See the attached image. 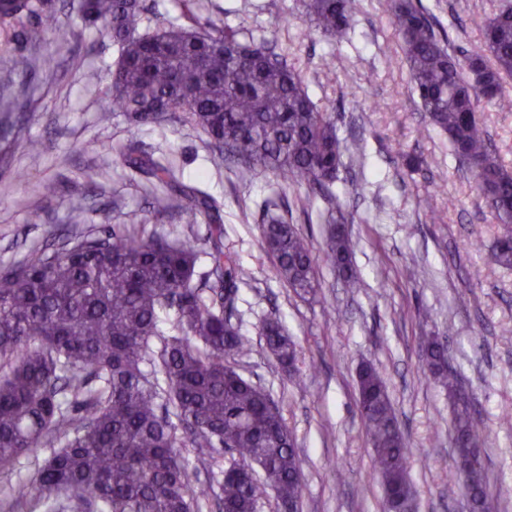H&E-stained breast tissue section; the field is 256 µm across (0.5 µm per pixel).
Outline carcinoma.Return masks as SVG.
<instances>
[{"label":"carcinoma","mask_w":512,"mask_h":512,"mask_svg":"<svg viewBox=\"0 0 512 512\" xmlns=\"http://www.w3.org/2000/svg\"><path fill=\"white\" fill-rule=\"evenodd\" d=\"M322 36L350 30L360 0H302ZM408 66L418 107L444 131L457 158L471 161L474 188L500 221L495 263L512 266V170L491 147L477 112L484 101L512 111L503 82L512 76V4L485 22L480 44L464 62L449 52L418 0H384ZM143 0H84L83 18L111 26L121 55L109 74L114 109L138 126L185 113L202 129L212 160L246 172L271 171L289 185L333 197L342 164L336 118L309 96L288 58L265 41L220 35L170 23L139 31ZM56 33L48 0H0V43L19 48ZM127 167L152 184L157 215L173 208L187 223L219 213L217 201L181 182L168 161L131 146ZM262 239L277 274L300 297L319 288L317 257L284 215L265 208ZM101 235H66L51 251L0 269V470L32 457L30 477L8 489L21 502L43 493V512H202L204 491L191 477L208 471L218 450L236 459L221 472V512H255L266 484L238 466L255 464L276 477L283 503L298 498L301 471L295 440L271 395L238 371L250 345L231 321L238 285L250 272L224 253V225L211 231L209 269L198 270L196 242L175 231L144 236L146 217ZM322 259L347 287L359 286L344 220L332 219ZM268 350L286 367L296 348L282 325H261ZM159 365L162 377L144 366ZM425 368L448 390L457 374L447 348L427 341ZM357 407L373 448V469L386 503L414 502L403 432L377 370L357 372ZM455 433L480 442L468 401L456 406ZM194 449L193 458L180 449ZM49 450L44 458L39 453ZM485 512L484 461L463 474Z\"/></svg>","instance_id":"cac0c4a2"}]
</instances>
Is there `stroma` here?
<instances>
[{"label": "stroma", "instance_id": "35a3bbf8", "mask_svg": "<svg viewBox=\"0 0 512 512\" xmlns=\"http://www.w3.org/2000/svg\"><path fill=\"white\" fill-rule=\"evenodd\" d=\"M502 0H421L460 54L481 39ZM57 35L45 45L0 52V72L16 55L33 79L17 74L18 97L0 111V267L50 248L73 230L98 235L147 215L143 234L177 230L209 248L207 215L186 223L178 212L149 215L143 178H132L125 148L166 155L190 186L221 205L224 250L248 268L232 315L251 344L238 368L264 387L297 440L299 512H385L372 469L373 450L356 409V372L373 363L384 378L403 430L417 512H470L456 467L454 399L423 372L424 343L448 345V363L484 429L483 459L494 512H512V268L490 258L498 218L474 190L447 136L425 119L412 92L399 41L381 0H363L351 31L337 40L312 32L299 0H146L140 32L175 22L230 26L270 41L299 70L312 99L337 112L342 165L335 198L281 188L270 172H244L211 161L207 136L176 117L139 127L124 113L101 122L108 77L120 55L107 24L86 27L80 0H52ZM334 58V68L322 62ZM491 143L512 169V112H480ZM40 140L39 153L22 142ZM456 208H449V199ZM287 210L314 248L329 214L342 213L355 244L360 279L346 287L319 264L315 297H297L278 276L262 243L265 200ZM41 209L43 221L27 216ZM278 319L296 345L292 369L268 352L258 330Z\"/></svg>", "mask_w": 512, "mask_h": 512}]
</instances>
